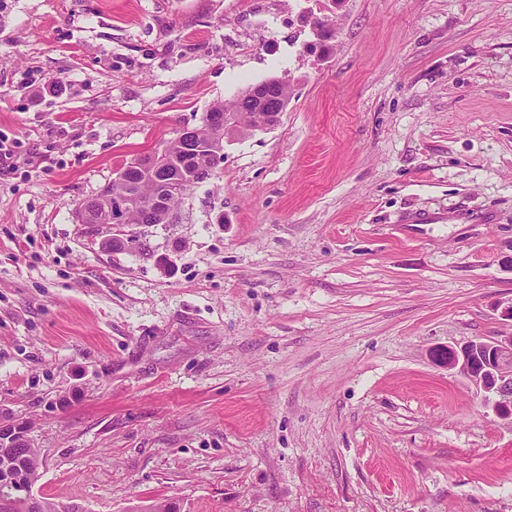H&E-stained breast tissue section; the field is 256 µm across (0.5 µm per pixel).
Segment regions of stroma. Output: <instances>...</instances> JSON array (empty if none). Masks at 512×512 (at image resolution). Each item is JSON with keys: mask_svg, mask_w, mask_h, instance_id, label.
Here are the masks:
<instances>
[{"mask_svg": "<svg viewBox=\"0 0 512 512\" xmlns=\"http://www.w3.org/2000/svg\"><path fill=\"white\" fill-rule=\"evenodd\" d=\"M273 77L279 123L177 223L117 252L77 223ZM3 137L31 163L0 171V417L36 492L512 512V421L436 359L512 330V0H0Z\"/></svg>", "mask_w": 512, "mask_h": 512, "instance_id": "35a3bbf8", "label": "stroma"}]
</instances>
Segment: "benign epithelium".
<instances>
[{
  "instance_id": "7a95c632",
  "label": "benign epithelium",
  "mask_w": 512,
  "mask_h": 512,
  "mask_svg": "<svg viewBox=\"0 0 512 512\" xmlns=\"http://www.w3.org/2000/svg\"><path fill=\"white\" fill-rule=\"evenodd\" d=\"M249 106L262 112L261 120L253 131H266L274 127L286 110L277 95V85L271 81L252 87ZM202 125L217 131L208 148V158L212 164L197 170V175L205 180L214 176L216 164L224 157V142L240 136L237 114L234 112H207ZM198 127L184 126L177 133L182 143L184 155L198 159L200 141ZM150 179L154 184L153 194L146 200L139 198L135 175ZM116 178L130 188L124 198L115 200L108 206L103 199L95 198L81 207L79 223L108 224L112 226V237L102 241V247L121 251L128 246L127 209L133 205L142 209L141 223L154 218L158 211L170 212L172 198L184 195L185 188L195 179L187 173L183 165H172L162 150L147 157L133 160L126 168L117 172ZM438 359L448 370L463 377L480 390L495 397L492 409L503 419L512 420V333L494 337L476 336L463 344L448 345L438 353ZM25 442L24 430L12 423H0V483L8 486L21 484V476L16 474L12 464V451Z\"/></svg>"
}]
</instances>
